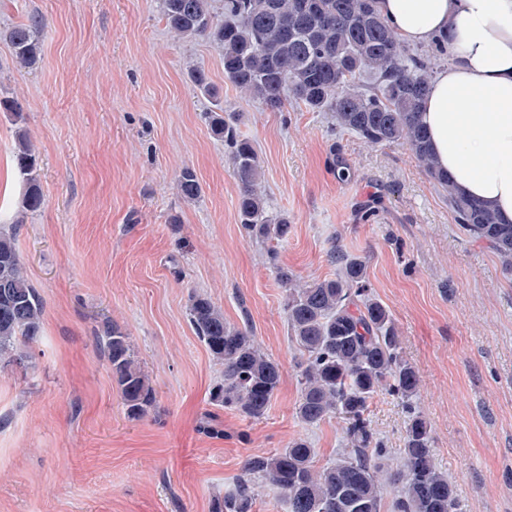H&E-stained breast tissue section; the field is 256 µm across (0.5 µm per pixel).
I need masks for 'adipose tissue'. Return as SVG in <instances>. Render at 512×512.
Masks as SVG:
<instances>
[{
    "mask_svg": "<svg viewBox=\"0 0 512 512\" xmlns=\"http://www.w3.org/2000/svg\"><path fill=\"white\" fill-rule=\"evenodd\" d=\"M405 43L448 35L455 61L435 75L421 119L465 198L512 223V0H378Z\"/></svg>",
    "mask_w": 512,
    "mask_h": 512,
    "instance_id": "1",
    "label": "adipose tissue"
}]
</instances>
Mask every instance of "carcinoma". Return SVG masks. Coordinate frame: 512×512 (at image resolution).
Returning a JSON list of instances; mask_svg holds the SVG:
<instances>
[{
    "label": "carcinoma",
    "instance_id": "obj_1",
    "mask_svg": "<svg viewBox=\"0 0 512 512\" xmlns=\"http://www.w3.org/2000/svg\"><path fill=\"white\" fill-rule=\"evenodd\" d=\"M166 26L175 34L204 36L223 49L224 76L238 89L279 110L285 97L312 112L332 113V125L372 146L403 144L426 174L448 194L460 228L485 242L512 272V224L475 200L459 196L448 174L436 165L420 113L432 66L448 60V35L440 34L425 52H414L397 38L377 0H224V21L215 20L209 0H162ZM43 20L30 15L8 33L17 66L32 68L40 56ZM189 77L201 93L213 94L203 70ZM212 133L224 147L239 183L240 226L251 239L284 242L292 224L269 213L260 191L262 167L252 142L224 117L209 112ZM15 163L25 181L21 208L38 210L43 194L36 157L25 131H18ZM183 199L201 193L194 171L181 169ZM331 277L301 283L266 251L284 288L288 332L300 353L298 419L314 426L337 417L347 448L330 464L315 466V451L297 437L271 454L249 457L212 512H253L259 489L270 487L288 512H381L386 448L369 421L370 400L380 390L406 407L401 465L393 474L403 492L393 512H455L448 474L435 462L431 430L417 409L418 370L405 359L389 309L372 292L366 259L334 247ZM189 321L223 375L209 392L220 409L260 420L281 381L279 364L261 351L250 329L224 321L223 312L201 294L190 296ZM43 301L24 274L16 233L0 229V366L24 367L26 344L42 330ZM100 344L107 354L125 413L139 419L157 397L135 357L126 333L103 325Z\"/></svg>",
    "mask_w": 512,
    "mask_h": 512
}]
</instances>
